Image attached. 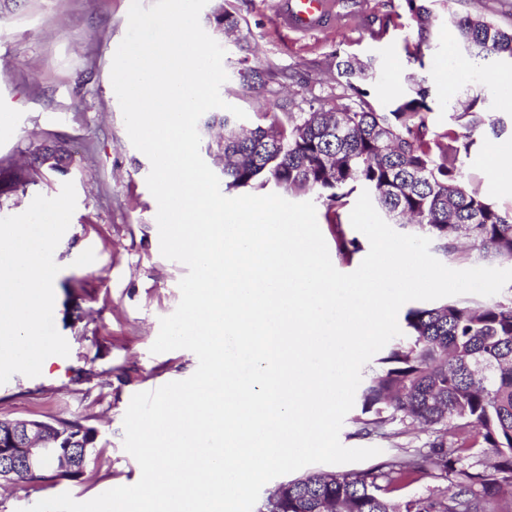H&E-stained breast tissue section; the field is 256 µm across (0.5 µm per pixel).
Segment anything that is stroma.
<instances>
[{
    "instance_id": "obj_1",
    "label": "stroma",
    "mask_w": 512,
    "mask_h": 512,
    "mask_svg": "<svg viewBox=\"0 0 512 512\" xmlns=\"http://www.w3.org/2000/svg\"><path fill=\"white\" fill-rule=\"evenodd\" d=\"M224 0H208L203 29L226 51L223 100L242 108L248 124L276 105L308 93L341 94L335 54L373 59L365 82L379 111H389L416 81L432 90L431 131L453 127L451 106L465 88L486 98L487 109L506 130L493 136L475 129L466 169L501 208L512 207V66L489 61L474 69L455 43L448 17L484 16L512 27V0H444L437 5L424 61L408 60L406 40L416 26L399 0H368L363 16L344 26L309 32L284 29L278 0H233L251 48L242 56L235 42L216 31L213 13ZM131 0H0V167L29 144L70 140L66 174L43 179L0 202V217L25 211L35 196H57L72 181L77 204L55 252L60 271L54 293V324L70 353L48 357L40 376L16 374L0 385V420L77 421L96 430L97 463L76 479L0 487V512H24L38 501L67 492L79 502L138 482L141 469L123 447V419L135 393L190 377L198 366L184 349L160 354L150 348L161 317L180 301L178 283L187 269L160 252L157 202L146 178L149 159L131 143L114 93L113 55L128 26ZM388 22L375 42L369 31ZM250 67L278 70L268 91L241 88L240 59Z\"/></svg>"
}]
</instances>
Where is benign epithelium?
Returning <instances> with one entry per match:
<instances>
[{
  "mask_svg": "<svg viewBox=\"0 0 512 512\" xmlns=\"http://www.w3.org/2000/svg\"><path fill=\"white\" fill-rule=\"evenodd\" d=\"M50 424L44 421L25 420L19 425L24 440L20 444L14 432L0 431V457L10 455L18 460V465L0 468L1 482L22 480L42 469L58 453L54 440L48 435Z\"/></svg>",
  "mask_w": 512,
  "mask_h": 512,
  "instance_id": "7a95c632",
  "label": "benign epithelium"
}]
</instances>
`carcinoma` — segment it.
<instances>
[{
    "label": "carcinoma",
    "mask_w": 512,
    "mask_h": 512,
    "mask_svg": "<svg viewBox=\"0 0 512 512\" xmlns=\"http://www.w3.org/2000/svg\"><path fill=\"white\" fill-rule=\"evenodd\" d=\"M401 2L417 26V39L406 41L404 50L420 62L438 0ZM215 22L234 30L241 18L230 5ZM453 24L475 66L512 60V28L470 15L454 16ZM335 67L346 91L341 103L330 106L327 97L313 95L306 108L263 112L269 123L246 130L227 114L210 117L208 124L224 126L218 148L225 188L272 184L290 195L315 196L344 255L358 251L342 224L347 198L361 188L387 223L430 238L450 260L458 258L464 240L477 259L512 263V210H501L468 184L465 168L473 145L468 131L487 126L497 137L504 132L485 98L473 94L461 103L462 131L432 136L426 81L379 112L363 88L372 63L346 56ZM241 76L243 90L256 92L275 71ZM70 156L66 139L30 145L9 166L0 197L36 182L45 168L66 172ZM404 321L406 334L391 340L359 387L365 418L358 422L379 436L397 421L420 425L434 439L366 469L315 470L289 480L268 498L267 512H512V301H446L410 309ZM51 432L72 440L76 455L63 472L77 477L96 456L95 431L58 420ZM428 478L437 485L422 495L408 493Z\"/></svg>",
    "instance_id": "obj_1"
}]
</instances>
